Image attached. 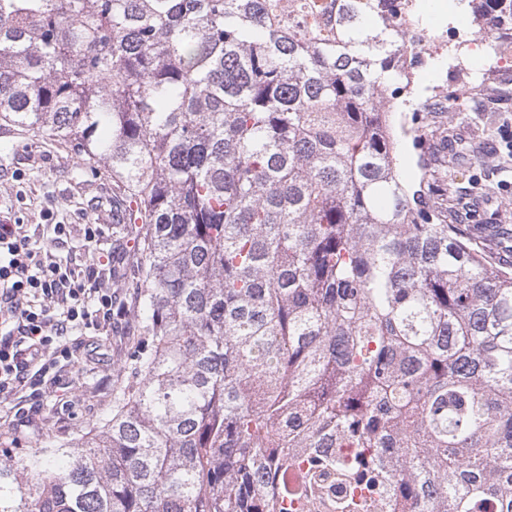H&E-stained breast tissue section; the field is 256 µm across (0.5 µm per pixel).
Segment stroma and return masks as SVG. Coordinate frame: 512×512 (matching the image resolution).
Instances as JSON below:
<instances>
[{"mask_svg": "<svg viewBox=\"0 0 512 512\" xmlns=\"http://www.w3.org/2000/svg\"><path fill=\"white\" fill-rule=\"evenodd\" d=\"M431 131L423 150L404 145L403 179L416 183L420 165L432 173V203L449 223L466 230L497 263L512 262V151L501 140L512 128V85L480 95L474 111L429 112ZM111 179L91 175L71 147L47 133L0 121V224H100L101 253H112L127 273L115 290L130 300L140 283L141 254L118 212ZM134 318L113 323L109 335L84 338L62 373L66 401L48 396L45 433L69 440L90 431L112 407L117 367L138 334Z\"/></svg>", "mask_w": 512, "mask_h": 512, "instance_id": "obj_1", "label": "stroma"}]
</instances>
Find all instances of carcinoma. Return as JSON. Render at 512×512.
Listing matches in <instances>:
<instances>
[{
    "label": "carcinoma",
    "instance_id": "1",
    "mask_svg": "<svg viewBox=\"0 0 512 512\" xmlns=\"http://www.w3.org/2000/svg\"><path fill=\"white\" fill-rule=\"evenodd\" d=\"M334 2L0 0V120L104 169L144 254L112 414L0 448V512H280L299 454L373 496L337 512H512V270L400 174L388 0Z\"/></svg>",
    "mask_w": 512,
    "mask_h": 512
}]
</instances>
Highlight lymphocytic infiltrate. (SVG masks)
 Here are the masks:
<instances>
[{
    "label": "lymphocytic infiltrate",
    "mask_w": 512,
    "mask_h": 512,
    "mask_svg": "<svg viewBox=\"0 0 512 512\" xmlns=\"http://www.w3.org/2000/svg\"><path fill=\"white\" fill-rule=\"evenodd\" d=\"M112 262L92 257L81 267L57 262L24 224H0V412L15 437H34L38 410L16 409L23 390L45 383L58 357L69 356L73 332L125 317L127 305L105 288Z\"/></svg>",
    "instance_id": "obj_1"
}]
</instances>
